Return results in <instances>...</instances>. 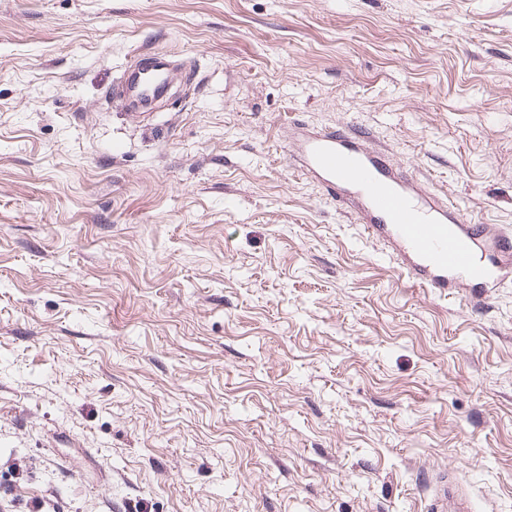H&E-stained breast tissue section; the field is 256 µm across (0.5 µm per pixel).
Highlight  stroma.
Here are the masks:
<instances>
[{"label":"stroma","instance_id":"35a3bbf8","mask_svg":"<svg viewBox=\"0 0 512 512\" xmlns=\"http://www.w3.org/2000/svg\"><path fill=\"white\" fill-rule=\"evenodd\" d=\"M350 124L512 229V0H0L14 512H512V282L415 287L295 171ZM159 55L161 54L142 53L137 55L123 71L120 77V85L123 90L121 100L127 107L138 108L155 87L167 77L170 63Z\"/></svg>","mask_w":512,"mask_h":512}]
</instances>
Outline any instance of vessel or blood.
Listing matches in <instances>:
<instances>
[{
  "instance_id": "b4317fda",
  "label": "vessel or blood",
  "mask_w": 512,
  "mask_h": 512,
  "mask_svg": "<svg viewBox=\"0 0 512 512\" xmlns=\"http://www.w3.org/2000/svg\"><path fill=\"white\" fill-rule=\"evenodd\" d=\"M169 70L158 54L135 56L120 77L124 104L138 108ZM295 161L327 193L343 192L358 207L365 233L389 244L415 285L444 295L463 284L487 289L512 280V232L467 221L459 206L394 168L361 129L302 132Z\"/></svg>"
}]
</instances>
